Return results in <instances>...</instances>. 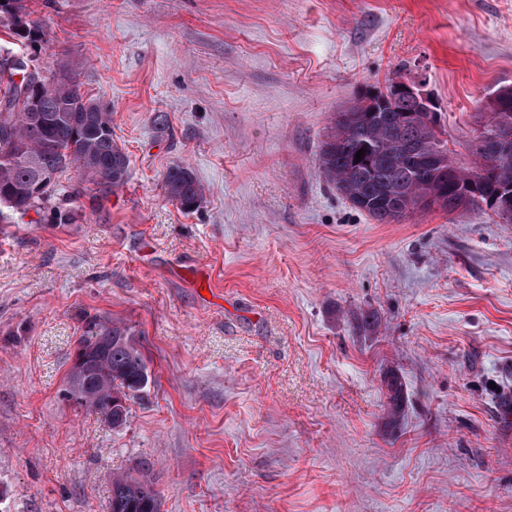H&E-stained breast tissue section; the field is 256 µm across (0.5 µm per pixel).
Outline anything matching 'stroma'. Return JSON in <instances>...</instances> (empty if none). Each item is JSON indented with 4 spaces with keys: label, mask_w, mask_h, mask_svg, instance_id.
<instances>
[{
    "label": "stroma",
    "mask_w": 512,
    "mask_h": 512,
    "mask_svg": "<svg viewBox=\"0 0 512 512\" xmlns=\"http://www.w3.org/2000/svg\"><path fill=\"white\" fill-rule=\"evenodd\" d=\"M26 7L40 70L111 112L129 174L104 198L65 169L72 223H0V512H109L113 476L143 473L162 512H512V224H379L318 169L334 112L397 76L470 163L475 112L512 85V0ZM182 162L192 212L163 188ZM93 317L151 372L118 429L65 396ZM395 80H391L386 86L385 90L390 91L393 95H399L401 93L410 94L414 96L419 102H422L426 107L427 112H435V109L433 108V105H435L434 100L429 95L428 91L425 90L424 86L420 83L405 80H398L394 85L392 86L393 82ZM392 87V88H391ZM163 185L168 197L184 210H196L203 203L204 195L200 183L190 168L183 164H174L167 170ZM381 384L387 393L388 414L396 422L404 407V387L393 370H386L381 376Z\"/></svg>",
    "instance_id": "35a3bbf8"
}]
</instances>
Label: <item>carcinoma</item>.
<instances>
[{"mask_svg": "<svg viewBox=\"0 0 512 512\" xmlns=\"http://www.w3.org/2000/svg\"><path fill=\"white\" fill-rule=\"evenodd\" d=\"M11 22L13 35L36 47L46 41L43 23L30 21L25 0H0V16ZM0 48V223H10L18 211L38 210L51 197L56 181L43 183L45 172L58 174L74 167L106 197L128 178L129 159L112 139V116L85 96L76 75L66 72L46 76L43 83L21 96L24 70ZM35 100L40 118L29 116ZM482 131L473 134L467 149L476 165H460L448 150L447 131L405 96L385 99L372 119L359 102L334 113L320 145L319 173L344 198L354 197L356 209L379 224L400 223L416 214L440 210H489L498 214V191L512 185V159H493L496 138L504 132L499 112L489 99L476 114ZM365 150L359 162L356 152ZM37 159L31 165L26 157ZM163 185L168 197L192 211L203 203L200 183L189 167L171 166ZM75 391L83 394L81 406L105 417L112 426L126 422L129 401L149 382L148 366L130 330L117 323L88 321L77 342L69 373ZM388 414L397 421L404 407V387L392 370L383 372ZM161 498L146 476L112 479L110 512H161Z\"/></svg>", "mask_w": 512, "mask_h": 512, "instance_id": "1", "label": "carcinoma"}]
</instances>
